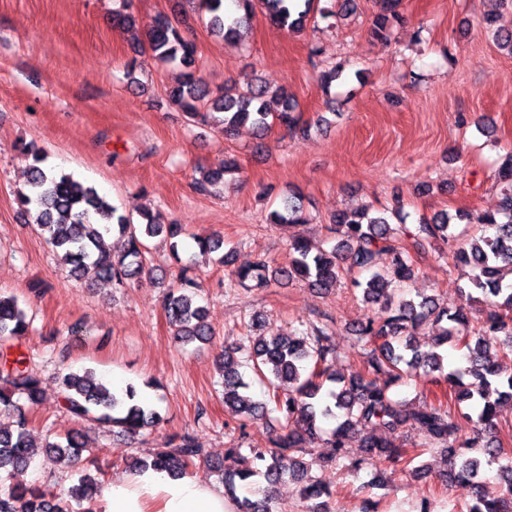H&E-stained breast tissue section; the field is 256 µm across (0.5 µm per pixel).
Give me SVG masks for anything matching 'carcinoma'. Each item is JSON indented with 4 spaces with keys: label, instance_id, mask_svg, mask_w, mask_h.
<instances>
[{
    "label": "carcinoma",
    "instance_id": "1",
    "mask_svg": "<svg viewBox=\"0 0 512 512\" xmlns=\"http://www.w3.org/2000/svg\"><path fill=\"white\" fill-rule=\"evenodd\" d=\"M197 2L200 14L208 16L207 27L230 41L257 11L276 25L303 33L311 21L315 0H233L243 11L237 17L229 15L225 0ZM401 2L378 0L369 28L371 38L388 40L392 27L402 22ZM334 5L338 9H320V17L348 15L357 9L356 0H335ZM495 22L496 17L486 16V32L512 55V30L499 28ZM141 47L163 61L179 62L185 70L182 80L167 90V96L190 120L211 123L226 135L248 123L256 132L257 151L264 148L275 123L295 134L310 131L298 104L284 92L278 93L279 109L273 112L266 103L270 91L262 84L247 82L234 95L222 89L210 90L196 76V43L167 14H158L146 24ZM23 152L31 162L26 187L17 192L18 203L71 277L123 288L145 273L149 239L160 236L169 242L172 256L179 258L175 238L181 234L182 225L149 211L141 213V221L136 222L94 187L47 166L39 149L26 144ZM235 169L236 165L226 160L202 170L199 191L213 193L224 183V175ZM493 179L500 195L497 208L478 218L480 235L453 251L456 265L468 270V303L482 305L485 312L472 336L468 335L469 308L450 307L433 295H406L417 267L405 240L415 246L438 240L451 246L460 237L458 225L451 220L469 224L468 212L453 218L446 213L430 219L421 217L411 229L407 227L409 214L399 204L376 216L367 207L339 211L332 216L329 228L338 241L329 251L296 236L290 242L288 262L278 267H270L263 255L234 268L232 252L220 257L228 267L226 287L246 292L293 282L328 291L344 273H367L366 281L355 278L353 284L362 290L365 303L379 306L378 313L364 318L355 329L357 345L368 350L364 373L336 372L341 357L325 324H311L298 337L246 336L244 343L220 353L224 407L239 416L238 428L245 429L259 414L273 415L281 428L270 448H251L247 455L238 448L229 450L239 460L237 471L226 474L228 490H234L238 481L251 484L257 475L267 480V486L259 489L262 498L237 500L238 512H272L274 486L285 477L303 482L301 495L310 502L307 512H328L327 502L321 500L329 495L328 487L309 476L310 463L304 458L307 439L322 435L320 423L324 419L336 421L323 445L327 461L339 470L356 472L363 464V460L347 455V444L356 434L363 436L367 460L389 467L408 466L414 458L404 455L397 440L416 433L423 437V445L445 453L450 465L447 477L468 483L475 490V502L468 512H512V455L495 434L497 407L504 400H512V368L504 366L499 356L490 355L487 341L489 336L497 339L502 356L512 354V151L495 169ZM392 217L398 226L391 224ZM270 223H309L301 198L292 195L284 200L282 208L270 214ZM114 233L121 247L111 252L105 248V236ZM194 241L202 257L223 246V239L215 235L197 236ZM198 288L193 267L186 266L163 302L167 322L183 343L207 341L211 335L206 309L197 301ZM426 324L436 331L434 345L428 349L415 340L416 331ZM29 327L18 299L0 293V339H22ZM445 345L466 349L465 363L448 362V353L441 351ZM243 366L266 383L267 400L255 399L252 379L240 371ZM407 376H421L447 388L431 397L424 393L416 403L398 399L392 388ZM136 397L134 384L116 391L90 368H64L60 373L58 402L79 423H110L129 435L160 425V413ZM41 404V379L28 367L26 358L1 360L0 415L8 416L11 424L0 427V512H95L104 484L90 474L57 495L21 479L33 458L30 414ZM465 423L470 428L467 437L461 435ZM84 438L78 431L63 436L49 433L45 453L59 463L72 465L81 460L87 448ZM201 461L225 474L224 459L211 458L185 432L166 436L164 446L150 459L134 458L129 466L135 471L151 468L184 476ZM494 465L503 485L492 491L482 470Z\"/></svg>",
    "mask_w": 512,
    "mask_h": 512
}]
</instances>
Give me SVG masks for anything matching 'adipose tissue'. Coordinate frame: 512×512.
Instances as JSON below:
<instances>
[{"instance_id": "ef3b65f1", "label": "adipose tissue", "mask_w": 512, "mask_h": 512, "mask_svg": "<svg viewBox=\"0 0 512 512\" xmlns=\"http://www.w3.org/2000/svg\"><path fill=\"white\" fill-rule=\"evenodd\" d=\"M98 507L100 512H234L223 490L151 469L112 485Z\"/></svg>"}]
</instances>
